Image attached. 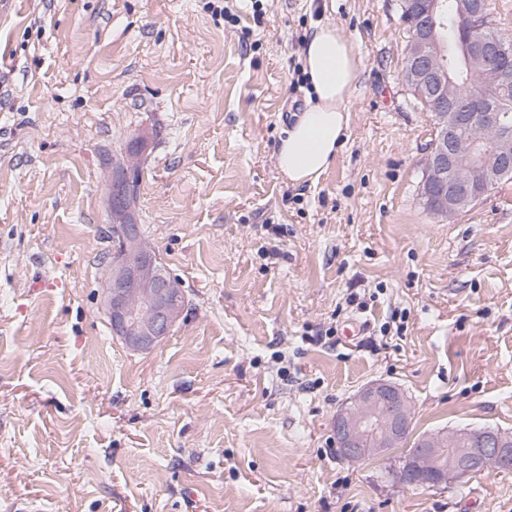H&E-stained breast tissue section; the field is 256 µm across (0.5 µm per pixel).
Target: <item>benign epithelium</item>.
<instances>
[{"mask_svg": "<svg viewBox=\"0 0 512 512\" xmlns=\"http://www.w3.org/2000/svg\"><path fill=\"white\" fill-rule=\"evenodd\" d=\"M443 0H402L412 24L404 78L420 87L434 105L431 141L426 147L419 199L433 218L447 220L469 209L493 183L512 179V125L493 83L512 63V42L475 38L464 53L483 77L488 93L464 101L448 76L443 36L433 19ZM464 16L482 17L488 0H459ZM476 127L469 138L464 130ZM142 152L128 148L112 156L107 172V204L112 218L114 254L107 261L103 304L112 334L135 352L156 348L184 312L183 290L158 252L141 232L129 195ZM412 411L401 388L389 381L362 387L338 410L331 430L339 456L351 463L403 444ZM466 439L463 446L458 444ZM512 437L494 429L425 433L393 473L406 487H440L475 471H511Z\"/></svg>", "mask_w": 512, "mask_h": 512, "instance_id": "7a95c632", "label": "benign epithelium"}]
</instances>
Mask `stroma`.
<instances>
[{
    "mask_svg": "<svg viewBox=\"0 0 512 512\" xmlns=\"http://www.w3.org/2000/svg\"><path fill=\"white\" fill-rule=\"evenodd\" d=\"M326 23L363 67L334 161L293 186L276 151ZM409 40L401 0H0V512H512V473L403 488L404 448L332 439L379 379L412 436L512 434V181L424 211ZM144 132L137 222L185 309L136 354L101 304L102 162Z\"/></svg>",
    "mask_w": 512,
    "mask_h": 512,
    "instance_id": "1",
    "label": "stroma"
}]
</instances>
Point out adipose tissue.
<instances>
[{
    "mask_svg": "<svg viewBox=\"0 0 512 512\" xmlns=\"http://www.w3.org/2000/svg\"><path fill=\"white\" fill-rule=\"evenodd\" d=\"M361 68L360 56L337 26H318L305 39L306 105L277 152L278 168L292 185L317 182L331 165L349 127L348 103Z\"/></svg>",
    "mask_w": 512,
    "mask_h": 512,
    "instance_id": "1",
    "label": "adipose tissue"
}]
</instances>
